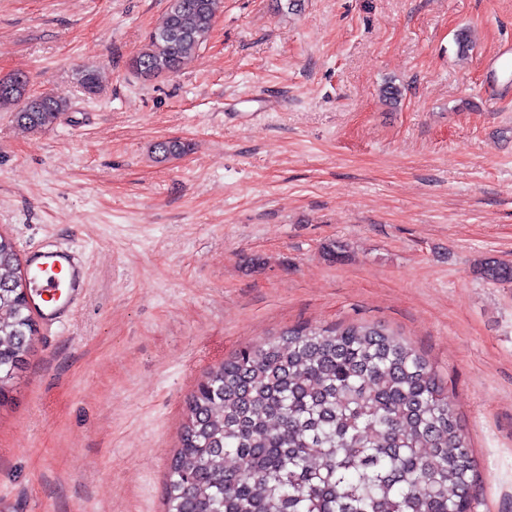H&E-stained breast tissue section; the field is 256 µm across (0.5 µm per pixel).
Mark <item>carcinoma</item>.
Listing matches in <instances>:
<instances>
[{
    "mask_svg": "<svg viewBox=\"0 0 512 512\" xmlns=\"http://www.w3.org/2000/svg\"><path fill=\"white\" fill-rule=\"evenodd\" d=\"M221 0H167L129 63L144 80L176 73L208 42ZM87 96L95 70H78ZM34 95L28 77L0 78V108L31 129L68 108ZM189 145H155L159 161ZM491 282L512 264L488 260ZM31 303L15 242L0 233V406L31 351ZM476 463L430 362L375 325H299L211 369L187 401L171 458L167 512H472Z\"/></svg>",
    "mask_w": 512,
    "mask_h": 512,
    "instance_id": "1",
    "label": "carcinoma"
}]
</instances>
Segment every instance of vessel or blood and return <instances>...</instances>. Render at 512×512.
I'll use <instances>...</instances> for the list:
<instances>
[{
	"instance_id": "b4317fda",
	"label": "vessel or blood",
	"mask_w": 512,
	"mask_h": 512,
	"mask_svg": "<svg viewBox=\"0 0 512 512\" xmlns=\"http://www.w3.org/2000/svg\"><path fill=\"white\" fill-rule=\"evenodd\" d=\"M24 269L28 290L42 302V318L66 322L89 286L81 260L70 249L44 247L26 253Z\"/></svg>"
}]
</instances>
